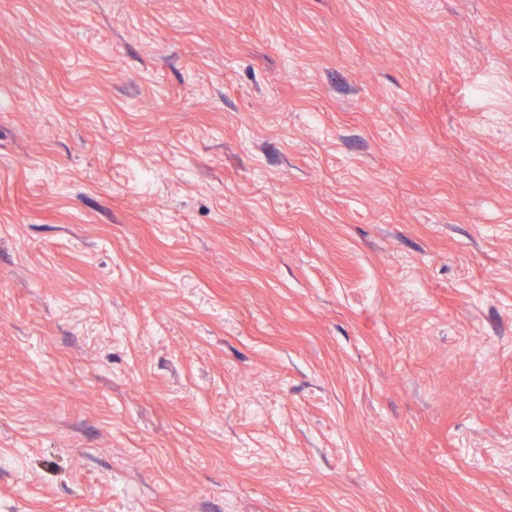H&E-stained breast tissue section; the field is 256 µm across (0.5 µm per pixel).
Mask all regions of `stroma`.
<instances>
[{"instance_id": "obj_1", "label": "stroma", "mask_w": 512, "mask_h": 512, "mask_svg": "<svg viewBox=\"0 0 512 512\" xmlns=\"http://www.w3.org/2000/svg\"><path fill=\"white\" fill-rule=\"evenodd\" d=\"M0 512H512V0H0Z\"/></svg>"}]
</instances>
